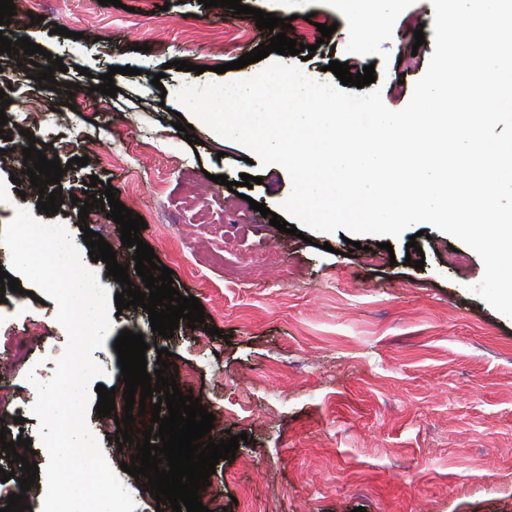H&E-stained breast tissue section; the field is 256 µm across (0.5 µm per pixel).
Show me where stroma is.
<instances>
[{"label":"stroma","instance_id":"1","mask_svg":"<svg viewBox=\"0 0 512 512\" xmlns=\"http://www.w3.org/2000/svg\"><path fill=\"white\" fill-rule=\"evenodd\" d=\"M13 2L15 17L25 21L22 35L43 52L24 65L0 54V89L9 100L0 128V230L23 207L41 222L63 224L74 241L87 228L100 233L118 263L135 254L100 209L84 221L67 201L58 212L38 211L23 172L31 135L47 159L67 164L63 195L83 193L95 175L147 218L140 239L153 248L157 265L173 270L174 288L198 298L204 322L162 338L146 310L129 308L111 316L113 335L93 358L103 369L99 383L124 390L114 336L125 329L143 334L148 372L158 368V350L168 349V372L181 392H192L215 416L213 440L247 434L234 458L217 464L203 505L213 507L216 491L227 512H243L246 493L271 512H512V318L473 293L484 275L478 254L429 224L411 225L387 250L373 235L353 246L337 231L309 229L301 239L281 232L260 212L235 204L244 194L280 212L292 190L283 167L249 162L246 147L218 138L192 114L181 120L193 125L198 143L188 144L174 127L179 88L254 77L263 62L222 74L214 67L269 44V32L252 15L197 0L91 8L87 0ZM241 2L291 18L287 37L315 52L306 61L298 55L284 61L320 81L336 83L327 69L334 60L354 73L374 65V86L393 110L407 105L434 51L431 0H398L373 38L361 36L334 0ZM32 14L38 24H28ZM322 24L334 26L330 39H322ZM58 26L66 35L55 34ZM131 28L147 51L133 50ZM418 29L426 38L420 46ZM53 57L66 65L68 84L80 86L76 107H68L64 90L34 79ZM175 60L191 62L192 71L172 68ZM112 66L137 73L115 75L116 96L92 90L94 76ZM90 149L98 161L70 166ZM244 173L259 182L236 194L214 181ZM412 238L424 268L405 262ZM452 248L466 255V265L449 266ZM56 314L55 301L40 291L0 303V398L21 418L11 436L30 439L41 469L48 457L31 409L36 382L53 376L68 343ZM9 336L25 339L26 364H8ZM87 426L118 470L134 512H173L157 504L145 477L121 471L131 454L119 450L113 418L91 411Z\"/></svg>","mask_w":512,"mask_h":512}]
</instances>
